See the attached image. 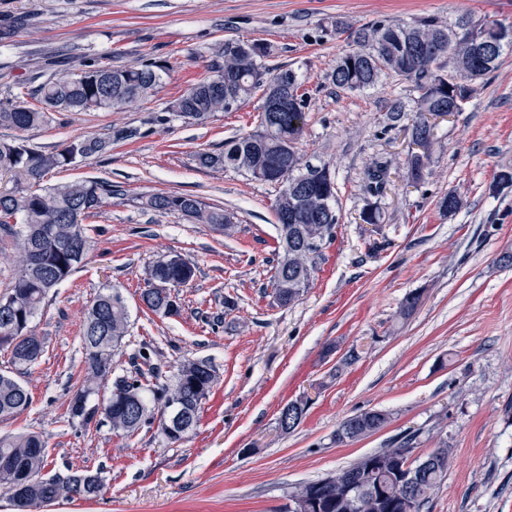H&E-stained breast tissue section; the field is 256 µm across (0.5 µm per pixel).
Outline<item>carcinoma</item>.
Masks as SVG:
<instances>
[{"instance_id":"cac0c4a2","label":"carcinoma","mask_w":512,"mask_h":512,"mask_svg":"<svg viewBox=\"0 0 512 512\" xmlns=\"http://www.w3.org/2000/svg\"><path fill=\"white\" fill-rule=\"evenodd\" d=\"M489 21L466 20L454 26L433 18L407 23L374 22L348 30L350 49L336 59L329 80L343 91L364 90L383 77L410 83L418 93L415 112L423 115L440 107L462 111L471 93L466 81L479 79L495 70L501 57L512 53V29L499 33L494 60L486 62L478 45ZM461 42L456 56L448 55V44ZM272 47L262 41L227 40L207 65L209 76L192 83L171 100L167 111L188 122L203 123L219 112L238 109L256 91L274 94L302 85L292 68L270 70L264 60ZM77 72L65 68L36 90L43 107L29 108L13 97L0 99V128L17 131L37 129L47 123L52 112H87L108 109L121 112L151 97L163 75L173 65L167 59H146L136 67L102 66L94 61H76ZM307 99L274 109L259 122L258 129L224 143V151L199 152L197 164L213 170L234 169L253 175L259 170L262 181L296 184L300 205L292 208L291 198L276 209L280 247L273 282L280 289L281 305L288 306L308 288L314 273V258L331 244L336 234V184L330 168L302 161L296 144L305 127ZM136 128L113 131V138L77 136L64 141L52 152H44L21 138L0 140V173H8L18 186L0 190V227L21 224L20 260L16 275L0 294V350L11 355L18 368H27L45 351L44 340L34 334L31 323L52 288L67 280L84 263L91 241L84 222L96 216L105 200L112 197V184L98 180L65 182L44 187L52 171L66 170L76 160L104 153L112 140H132ZM143 208L159 213L177 212L187 219L209 224L218 231L232 217L219 206L208 205L191 195L154 193L142 201ZM196 277V266L160 259L150 270V279L188 285ZM142 303L156 315L164 310L167 297L150 288L142 290ZM129 326L128 308L116 288L97 293L82 326L85 374L73 393L68 413L71 420L89 425L96 415L115 432L134 433L158 423L160 432L172 443L192 433L199 421L202 404L217 383L213 367L203 360L180 364L170 385L149 386L148 379L161 376V366L141 356L134 370L110 380L112 357L122 345ZM110 385L103 408L89 405L91 397ZM181 405L176 420L164 416L166 397ZM31 395L18 379L0 373V419L25 411ZM306 404L294 408L280 423L283 432L294 431L303 421ZM390 421L385 410L371 409L342 420L335 441L345 444L372 435ZM416 436L404 437L397 445L380 451V467L357 475L358 482L338 483L324 479L298 489L307 503L304 512H422L442 484L448 468L449 449L437 448L440 467L421 471L406 491L393 476L403 465ZM46 446L36 432L0 436V487L9 493L17 512H31L60 500L97 499L104 483L101 473L88 469L69 474L48 475Z\"/></svg>"}]
</instances>
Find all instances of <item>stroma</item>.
Instances as JSON below:
<instances>
[{
    "label": "stroma",
    "mask_w": 512,
    "mask_h": 512,
    "mask_svg": "<svg viewBox=\"0 0 512 512\" xmlns=\"http://www.w3.org/2000/svg\"><path fill=\"white\" fill-rule=\"evenodd\" d=\"M14 16L25 24L0 44V98L14 94L36 106L26 85L51 59L173 65L152 97L125 111L56 113L24 134L49 151L83 134L142 132L46 178L109 181L118 193L86 223L83 268L48 295L33 322L43 357L18 371L0 350V372L15 374L31 394L27 410L0 420V435L40 433L47 472L86 467L105 484L101 498L37 512H279L296 486L409 432L418 453L450 449L444 481L423 512H512V187L496 185L501 169L512 168V54L473 82L464 111L433 119L418 183L406 165L412 85L390 77L345 92L328 79L348 47L336 25L417 17L508 24L512 0H0V20ZM228 39L269 43L266 65L300 74L308 105L298 150L304 162L329 164L335 177L336 237L310 287L288 306L271 283L278 187L195 160L256 130L259 98L203 125L164 118L171 100L207 76L214 47ZM398 101L406 110L395 119ZM379 162L387 172L373 196L365 173ZM158 191L196 196L233 220L219 232L143 209V197ZM450 194L460 206L448 214L439 203ZM370 203L381 214L374 230L359 220ZM172 252L197 275L179 291L180 316L164 318L140 293L152 265ZM113 287L130 314L113 375L132 370L141 351L159 360L165 383L187 359L207 361L219 375L195 431L178 443L153 425L122 434L102 418L84 428L68 416L84 374L85 312L99 290ZM412 293L420 305L400 320ZM299 398L308 402L306 416L283 433L280 409ZM370 409L390 413L383 430L335 443L341 420Z\"/></svg>",
    "instance_id": "stroma-1"
}]
</instances>
